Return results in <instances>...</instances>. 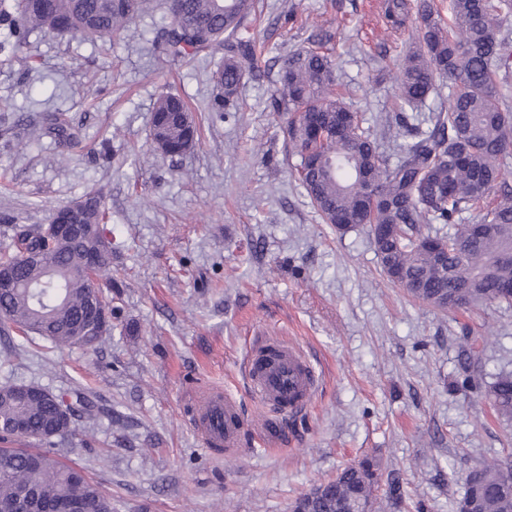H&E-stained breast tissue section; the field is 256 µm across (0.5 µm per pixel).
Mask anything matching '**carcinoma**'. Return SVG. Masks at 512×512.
Here are the masks:
<instances>
[{"instance_id":"carcinoma-1","label":"carcinoma","mask_w":512,"mask_h":512,"mask_svg":"<svg viewBox=\"0 0 512 512\" xmlns=\"http://www.w3.org/2000/svg\"><path fill=\"white\" fill-rule=\"evenodd\" d=\"M144 0H0V53L24 65L34 31L107 39L142 11ZM253 0H173L165 51L174 56L224 50L212 72L219 88L213 111L237 109L238 88L258 72L254 46L241 32ZM443 22L437 0H384L391 29L408 32L410 48L397 64L399 108L384 117L395 127L397 153L380 150L378 130L346 100L334 58L336 34L318 29L308 46L279 70L274 101L284 136L300 157L297 179L323 222L339 231L364 227L387 278L414 300L440 310L512 305V106L509 61L512 0H448ZM448 83V104L419 122L413 112ZM152 139L168 155L190 150L198 129L185 102L158 98ZM48 223L14 229L13 249L0 253V272L13 287L0 290V326L59 347L91 348L85 333L91 297L86 266L98 251V271L112 266L104 235V198L86 194L76 215L85 237L54 239ZM440 228L432 230L430 226ZM480 349L467 344L463 370L481 380ZM20 385L0 387V512H112V496L81 468L62 462L53 447L74 430L76 408L50 391L31 397ZM497 413L512 420V372L489 387ZM8 422L24 425L19 437ZM18 439L26 448H8ZM380 466L365 457L336 478L300 495L293 512H377ZM456 502V512H512V471L482 460Z\"/></svg>"}]
</instances>
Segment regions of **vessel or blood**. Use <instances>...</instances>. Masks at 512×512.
I'll return each mask as SVG.
<instances>
[{
    "label": "vessel or blood",
    "mask_w": 512,
    "mask_h": 512,
    "mask_svg": "<svg viewBox=\"0 0 512 512\" xmlns=\"http://www.w3.org/2000/svg\"><path fill=\"white\" fill-rule=\"evenodd\" d=\"M247 372L254 393L273 412L301 411L313 397L314 373L304 355L277 338H265L251 348ZM190 406L191 421L206 448L239 447L249 422L236 399L210 393L192 397Z\"/></svg>",
    "instance_id": "1"
}]
</instances>
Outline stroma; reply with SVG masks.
Returning <instances> with one entry per match:
<instances>
[{"mask_svg": "<svg viewBox=\"0 0 512 512\" xmlns=\"http://www.w3.org/2000/svg\"><path fill=\"white\" fill-rule=\"evenodd\" d=\"M293 14H286V4ZM382 0H256L244 26L261 54L240 111L216 112L214 61L158 44L168 0H147L112 41L34 32L30 66L0 60V250L9 226L102 191L112 275L100 277L112 333L93 349L0 336V386L31 384L86 406L64 448L112 495L113 512H291L344 466L375 458L398 480L400 510L455 512L468 472L512 458V421L459 371L461 327L487 337L485 382L512 371V309L441 311L383 274L362 228L324 223L291 171L272 105L278 64L308 27L336 33L352 104L373 119L395 107L407 35L386 28ZM184 100L196 148L152 143L157 99ZM63 113L61 143L42 118ZM300 348L316 389L297 415L272 416L246 374L251 346ZM219 389L263 421L245 454L205 448L189 396Z\"/></svg>", "mask_w": 512, "mask_h": 512, "instance_id": "obj_1", "label": "stroma"}]
</instances>
